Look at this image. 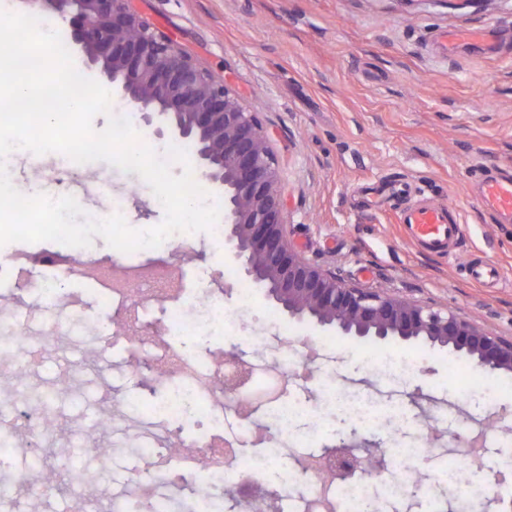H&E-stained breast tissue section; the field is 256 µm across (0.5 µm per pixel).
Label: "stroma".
Wrapping results in <instances>:
<instances>
[{
	"label": "stroma",
	"mask_w": 512,
	"mask_h": 512,
	"mask_svg": "<svg viewBox=\"0 0 512 512\" xmlns=\"http://www.w3.org/2000/svg\"><path fill=\"white\" fill-rule=\"evenodd\" d=\"M130 6L226 81L268 131L288 239L310 263L362 287L382 286L460 312L489 335L512 338V223L499 222L477 200L486 175L512 173V0H131ZM472 30L489 32L491 42L442 51L440 32ZM4 164L22 194H82L86 218L102 219L117 209L136 230L164 219L148 184L107 162L78 170L65 155L17 149ZM407 183L455 207L461 241L454 255L422 250L407 239L397 222L408 202L397 188ZM475 256L497 266L499 287L464 275L463 264ZM125 260L135 272L164 265L175 275L166 292L147 291L140 322L150 339L137 350L126 338L100 333L107 317L97 312V292L58 271H43L36 283L0 295V307L33 340L77 305L86 308L64 342V358L46 357L33 380L49 388L63 362L93 363V373L58 401L71 417L61 427L68 438L96 417L103 396L111 398V451L90 465L92 484L68 495L85 501L87 512L124 488L150 437L167 433L148 409L168 395L169 384L158 366L137 368L130 360L167 340L170 307H190L204 291L228 310L248 292L253 325L271 327L292 349L315 350L318 373L339 389L373 396L375 416L365 428L327 406L316 383L296 384L286 400L300 408L297 427L313 431L312 454L356 434L372 441L374 453L390 456L392 483L420 479V488L379 494L374 512H425L430 496L452 512H507L512 506V388L491 408L467 395L471 365L463 356L390 342L375 345V354L415 358L419 372L398 377L370 371L362 362V341L288 319L272 306L225 255L220 232L196 233L182 248L140 249ZM170 343L204 367L228 350L244 360L258 357L235 332ZM433 423L439 430L431 457H395L396 446L423 447ZM224 435L234 439L238 455L227 479L225 512H239L234 491L247 464L265 455L269 443L260 419L245 429L238 416L225 417ZM477 438L484 450L463 481L443 479ZM488 479L496 481L499 501L475 495V486Z\"/></svg>",
	"instance_id": "35a3bbf8"
}]
</instances>
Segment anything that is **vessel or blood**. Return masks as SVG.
<instances>
[{"label":"vessel or blood","instance_id":"1","mask_svg":"<svg viewBox=\"0 0 512 512\" xmlns=\"http://www.w3.org/2000/svg\"><path fill=\"white\" fill-rule=\"evenodd\" d=\"M480 203L504 221H512V177H491L483 181ZM407 236L418 246L434 251L453 253L460 237L454 207L426 199L412 202L399 214ZM467 277L488 286L498 283L499 272L494 264L474 262L464 269Z\"/></svg>","mask_w":512,"mask_h":512}]
</instances>
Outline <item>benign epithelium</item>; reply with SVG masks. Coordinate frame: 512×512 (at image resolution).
Returning a JSON list of instances; mask_svg holds the SVG:
<instances>
[{"instance_id":"7a95c632","label":"benign epithelium","mask_w":512,"mask_h":512,"mask_svg":"<svg viewBox=\"0 0 512 512\" xmlns=\"http://www.w3.org/2000/svg\"><path fill=\"white\" fill-rule=\"evenodd\" d=\"M34 13L69 20L73 45L160 137L191 147L203 176L224 196V249L284 313L361 339L424 341L466 355L488 371L512 372V340L490 336L454 312L357 288L310 264L288 243L287 215L270 135L224 81L151 30L128 0H26ZM246 371L228 376L239 398ZM353 439L324 450L338 478L364 477L382 462L357 456Z\"/></svg>"}]
</instances>
